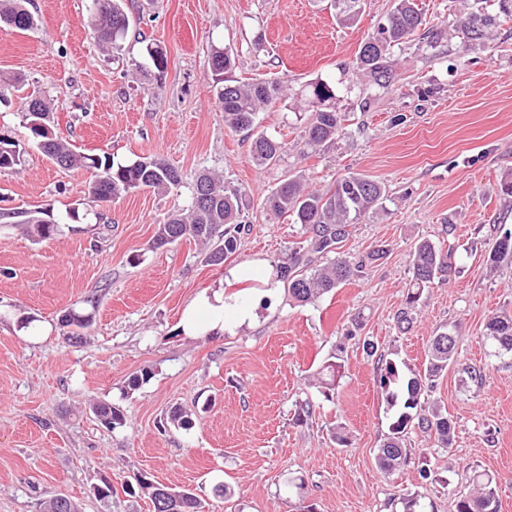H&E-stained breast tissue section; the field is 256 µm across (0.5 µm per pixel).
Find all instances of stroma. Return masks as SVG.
Returning <instances> with one entry per match:
<instances>
[{
    "label": "stroma",
    "instance_id": "stroma-1",
    "mask_svg": "<svg viewBox=\"0 0 512 512\" xmlns=\"http://www.w3.org/2000/svg\"><path fill=\"white\" fill-rule=\"evenodd\" d=\"M473 0H417L434 48L395 49L397 81L369 87L353 71L358 48L393 0H364L358 20L336 21L327 0H125L131 26L120 53L102 51L87 26L92 0H27L34 29L0 31V137L19 144V172L0 174V512H41L55 495L80 512H153L147 493L124 492L146 475L193 488L203 512H299L289 479L304 478L315 512H392L399 494L454 512L456 493L475 473L498 482L500 512H512V355L483 339L495 313L512 314V262L489 268L487 256L512 228V20L489 38L468 39L462 23ZM163 49L162 78L136 67L145 46ZM226 49L243 82L278 79L286 97L259 114L258 127L283 140L279 165L260 169L250 142L224 125L207 59ZM335 86L332 105L349 118L344 136L310 152L302 129L308 83ZM42 97L56 133L77 149L132 162L158 156L183 182L168 193L139 190L73 221L88 172L49 160L24 126L22 104ZM246 192L238 253L230 265L273 263L301 241L299 225L268 215L264 197L286 173L305 171L321 189L360 172L384 182L383 210L352 225L351 256L385 245L387 253L356 282L299 306L279 290L275 312L221 336L189 338L177 329L185 304L215 286L224 267L200 246L152 248L157 224L187 208L200 171ZM50 208L59 225L37 243L19 215ZM453 247L448 277L425 289L407 331L395 323L410 283L418 240ZM94 314L68 339L62 315ZM457 338L456 362L429 392L453 424L451 448H432L419 433L405 441L426 454L436 482L416 465L393 475L376 450L390 413L374 378L378 359H398L405 375L422 370L437 327ZM374 341L379 356L367 355ZM343 376L326 401L314 373L334 353ZM483 368L481 384L467 380ZM148 372L138 388L133 375ZM119 405L125 426L103 427L93 404ZM311 416L296 422L297 404ZM195 425H167L172 411ZM351 444L331 439L336 423ZM111 481L108 501L92 486ZM229 489L215 492L216 485Z\"/></svg>",
    "mask_w": 512,
    "mask_h": 512
}]
</instances>
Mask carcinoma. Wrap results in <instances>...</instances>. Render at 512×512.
Segmentation results:
<instances>
[{
  "label": "carcinoma",
  "instance_id": "cac0c4a2",
  "mask_svg": "<svg viewBox=\"0 0 512 512\" xmlns=\"http://www.w3.org/2000/svg\"><path fill=\"white\" fill-rule=\"evenodd\" d=\"M336 17L342 24H349L362 10L363 0H332ZM93 13L89 28L98 44L104 49H120L130 27V18L122 0H93ZM6 28L27 31L35 25V18L23 7L21 0H0V24ZM496 18L472 13L464 23V30L471 39H482ZM418 37V42L433 47L439 39L436 30L426 27V21L415 0H394L385 22L368 36L359 48L354 61L357 73L368 79L370 85L386 88L394 84L397 72L392 50ZM147 64L135 63L139 69L149 68L161 75L168 65L162 48L146 47ZM216 102L224 111V126L233 132L252 136L250 156L255 166L266 168L277 164L286 152L287 144L263 132L256 131L259 113L273 106L283 96L280 81L243 83L232 73L231 57L222 49L214 50L208 57ZM333 86L319 81L311 85L308 107L312 118L304 129L305 143L312 148L333 143L345 134L347 115L333 109ZM26 128L41 151L56 164L67 168L84 169L90 173L88 189L89 207L112 202L137 189L169 192L182 184L181 172L159 157H142L132 163L114 161L109 154H89L77 151L67 140L55 134L49 108L32 98L24 111ZM23 153L18 144L0 138V173H13L22 165ZM387 197L386 185L376 179L350 172L336 182L334 187L320 192L307 186L303 175L296 173L283 179L263 200V209L277 217L285 216L292 223L301 225L306 238L292 248L288 259L275 264L280 272L288 298L300 305L314 303L324 295L362 276L365 268L381 259L385 249L380 247L359 260L342 255L330 257L349 236V227L358 220L382 207ZM243 191L231 181L222 180L212 172H201L191 187V200L187 209L175 211L156 226L152 247L160 248L176 241L188 240L210 246L207 261L220 265L235 255L239 249L242 230L240 215ZM31 237L43 241L53 237L58 224L50 210L30 215L23 220ZM326 259L314 265L317 257ZM453 249L447 250L429 240L420 241L411 257L412 277L402 307L397 313V324L405 330L414 320V312L424 289L438 276L452 268ZM512 260V232H506L488 254L487 262L496 268ZM93 320L92 313L74 309L63 315L62 323L77 330L87 327ZM484 338L500 354L512 353V316L493 315L485 323ZM456 336L445 327L438 328L430 337L423 371L406 379L401 363L384 359L375 378L377 389L388 408L394 411L389 433L377 448L376 461L380 470L391 475L410 463L405 448L409 431L418 428L433 437V444L449 448L452 444V421L448 413L436 405L421 400L422 392L434 387L448 370L455 357ZM342 365L329 360L317 370V382L327 399L335 395L341 377ZM93 414L108 429L126 424L120 407L98 404ZM474 491L455 497V512H500L497 482L486 474L473 478Z\"/></svg>",
  "mask_w": 512,
  "mask_h": 512
}]
</instances>
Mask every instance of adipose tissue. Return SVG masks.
<instances>
[{
    "label": "adipose tissue",
    "mask_w": 512,
    "mask_h": 512,
    "mask_svg": "<svg viewBox=\"0 0 512 512\" xmlns=\"http://www.w3.org/2000/svg\"><path fill=\"white\" fill-rule=\"evenodd\" d=\"M254 309L253 303L224 293L223 289L203 291L186 304L179 327L184 335L190 337L230 331L236 325L251 321Z\"/></svg>",
    "instance_id": "obj_1"
}]
</instances>
